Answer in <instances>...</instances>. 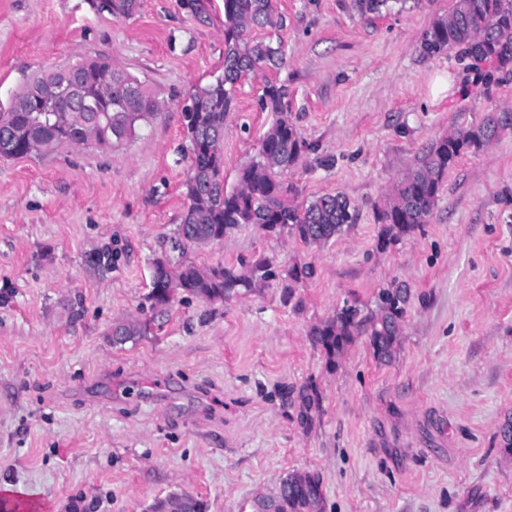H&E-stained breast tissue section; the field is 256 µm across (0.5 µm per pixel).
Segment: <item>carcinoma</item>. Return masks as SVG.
<instances>
[{
  "instance_id": "carcinoma-1",
  "label": "carcinoma",
  "mask_w": 512,
  "mask_h": 512,
  "mask_svg": "<svg viewBox=\"0 0 512 512\" xmlns=\"http://www.w3.org/2000/svg\"><path fill=\"white\" fill-rule=\"evenodd\" d=\"M98 12L114 17L131 15L136 0H90ZM284 26L274 0H224V70L199 85L182 109L188 141V203L176 230L175 247L184 251L197 241L224 238L243 224H256L275 234L296 238L306 244L327 242L350 229L357 210L343 194H324L312 201H299L298 187L286 180L298 163L305 142L299 134L285 99L286 86L266 82L259 99L261 110L274 119L259 143L258 158L240 169L238 186L224 188V124L236 110V87L242 78L260 69H275L283 62L281 38L254 39L255 27ZM423 52L435 56L449 49L460 50L461 58L477 69L482 62L495 65V72L483 73L484 85L496 81L494 73L512 70V0H455L452 10L437 18L424 32ZM72 87L75 97L92 101L96 110L84 113V122L69 111L70 96L60 91L62 81ZM160 105L143 84L130 73L117 69L108 59L79 63L66 75L62 70L24 78L21 89L8 106L0 108V158H46L64 146L85 145L84 126L96 129V144L120 145L148 122ZM512 129L511 109H491L481 121L448 132L433 142L403 173L377 209L380 226L376 248L381 252L398 244L429 222L448 172L468 152L489 147L502 132ZM235 266H199L185 255L178 259L159 257L153 262L151 297L160 306L184 294L209 302H222L248 293L272 272L268 260ZM315 274L311 263H297L288 270L287 296L293 285ZM410 290L396 281L377 296L378 313L361 316L357 304H346L336 314L312 328V343L321 349L329 368L361 332L369 336L375 359L391 360L406 314ZM150 333L147 320H127L112 327V341L124 344ZM298 420L302 427L313 422L312 413L320 399L313 388L299 392ZM285 493L279 512H321L319 480L294 472L283 481ZM155 512H202L201 504L189 496L173 495L159 501Z\"/></svg>"
}]
</instances>
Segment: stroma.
<instances>
[{
	"label": "stroma",
	"mask_w": 512,
	"mask_h": 512,
	"mask_svg": "<svg viewBox=\"0 0 512 512\" xmlns=\"http://www.w3.org/2000/svg\"><path fill=\"white\" fill-rule=\"evenodd\" d=\"M0 0V102L23 75L111 58L162 108L121 147L0 159V497L16 512H153L188 494L202 512H277L281 481L317 475L322 512H512V131L462 156L428 224L380 252L375 209L448 131L512 108V73L485 87L423 33L454 0L360 14L354 0H276L286 20L288 111L308 145L288 178L303 199L343 193L350 230L324 245L244 225L190 249L197 264L272 260L254 292L152 304V265L187 204L180 112L224 63V0ZM262 76L238 84L224 125V184L272 121ZM297 262L313 278L285 299ZM411 299L390 362L355 337L336 369L311 328L344 303ZM74 300L82 313L70 318ZM150 319L123 345L113 324ZM314 385L302 428L286 389ZM90 6L97 12H107L114 17L131 15L136 0H89Z\"/></svg>",
	"instance_id": "obj_1"
}]
</instances>
